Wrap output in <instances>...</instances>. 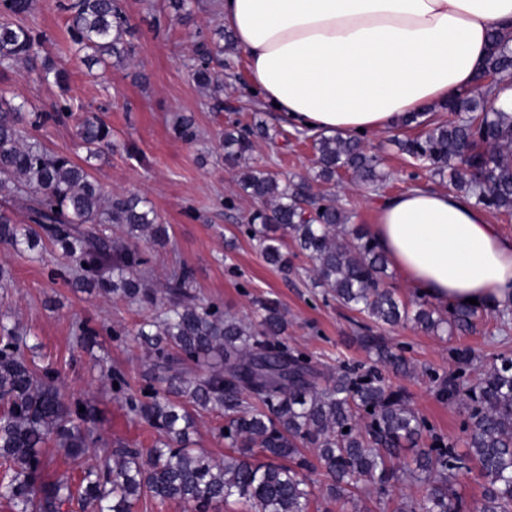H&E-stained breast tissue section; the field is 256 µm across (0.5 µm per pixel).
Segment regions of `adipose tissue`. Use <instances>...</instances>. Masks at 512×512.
<instances>
[{"label":"adipose tissue","instance_id":"1","mask_svg":"<svg viewBox=\"0 0 512 512\" xmlns=\"http://www.w3.org/2000/svg\"><path fill=\"white\" fill-rule=\"evenodd\" d=\"M251 86L317 133H380L472 87L512 0H221ZM370 233L403 281L435 304L512 302V239L457 193L384 200Z\"/></svg>","mask_w":512,"mask_h":512}]
</instances>
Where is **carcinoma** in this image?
<instances>
[{"label":"carcinoma","instance_id":"1","mask_svg":"<svg viewBox=\"0 0 512 512\" xmlns=\"http://www.w3.org/2000/svg\"><path fill=\"white\" fill-rule=\"evenodd\" d=\"M36 0H0V73L32 61L47 35L25 22ZM67 33L81 63L103 69L132 56L134 47L120 0H68ZM235 54L232 34L220 27L203 32L194 52L192 78L210 92L216 111H224V61L215 52ZM497 78L485 83V76ZM41 79L61 83L66 74L46 58ZM512 90V37L495 33L475 85L442 105L448 118L414 113L405 119L423 131L393 139L430 172L448 176L455 190L488 210L512 213V103L486 108L489 96ZM71 106L59 102L48 112L29 100L0 90V195L22 196L27 223L0 210V244L34 250L48 243L60 250L53 271L75 288L118 296L152 310L135 336L146 348L150 366L133 389L124 375L105 373L118 383L132 418L156 433L150 448L104 438L95 406L64 393L57 372L38 368L24 352L27 334L0 321V499L11 512H62L78 501L87 512H134L141 499L176 500L189 512H213L231 500L248 512H308L315 487L308 475L322 472L323 498L337 512H370L359 506L392 500L398 481L408 480L421 495L398 504L396 512H512V356L488 363L468 347L453 348L455 367L436 382V397L465 414L464 448L435 431L410 404L391 376H411L415 368L400 350L373 334L372 326L412 319L433 335L473 330L477 309L448 305L447 313L426 301L409 309L385 283L388 264L370 233L349 227V216L327 194L312 186H332L341 173L365 186L386 180L381 158L357 134L315 135V175L293 181L249 163L254 144L271 138L266 122L255 118L224 129V162L238 173L237 184L257 201L245 225L263 260L288 274L293 263L283 239L311 263L312 283L341 306L370 320L360 342L371 362L343 361L329 384L314 371L308 381L285 384L284 361L314 364L313 356L288 346V320L279 304L256 303L255 319L224 314L220 306L197 300L193 271L172 269L163 293L147 286L153 258L139 242L165 245L167 225L150 202L134 193L109 197L86 169L65 154L28 140V130L60 123ZM174 136L192 143L199 131L181 115ZM78 136L87 155L115 147L103 114L89 112ZM123 236H112V227ZM204 364L208 373L192 375L185 366ZM483 365L471 376L475 364ZM85 411H79V406ZM224 414L220 433L228 444L217 463L193 448L196 413ZM53 446L81 470L78 483L49 481ZM104 446L94 459L89 450ZM485 482L481 499L470 507L458 486Z\"/></svg>","mask_w":512,"mask_h":512}]
</instances>
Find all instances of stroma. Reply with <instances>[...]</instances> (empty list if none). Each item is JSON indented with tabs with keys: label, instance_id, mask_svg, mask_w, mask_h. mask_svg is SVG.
Returning a JSON list of instances; mask_svg holds the SVG:
<instances>
[{
	"label": "stroma",
	"instance_id": "obj_1",
	"mask_svg": "<svg viewBox=\"0 0 512 512\" xmlns=\"http://www.w3.org/2000/svg\"><path fill=\"white\" fill-rule=\"evenodd\" d=\"M165 0H122L132 26L134 54L128 62L94 77L76 67L66 33V16L56 0H38L29 22L48 33L42 52L70 74L66 87L42 82L38 62H21L5 75L0 87L44 107L69 99L73 118L63 125L49 124L31 130V139L44 147L87 160L79 145L77 125L84 113L106 107L116 149L90 161L92 175L105 194L135 192L145 196L169 227L166 246L153 247L155 281L163 283L170 267L181 263L194 272V293L203 301L220 305L224 312L251 317L255 303L264 298L278 301L288 318V343L312 353L324 380L336 374L339 361L364 362L368 354L359 343L362 320L356 313L313 287L310 264L295 258V270L283 274L266 264L254 241L238 227L246 223L255 203L240 194L237 171L224 163L218 137L228 112H218L208 93L191 79L189 64L197 32L222 24L219 0H196L192 14L176 18L163 13ZM164 15L165 28H157L156 15ZM224 73V97L237 107L245 123L261 117L270 128L271 140L259 142L253 164L267 167L280 177L309 178L314 174L310 134L289 126L287 120L261 102L250 90L245 54L230 60ZM145 73V82L135 81ZM193 116L201 131L199 141L176 139L171 126L176 116ZM382 132L365 143L383 157L388 179L383 187L370 189L342 178L335 188L336 204L347 212L351 224L371 228L378 206L386 198L405 191L411 183L434 189L448 184L417 168ZM233 207H225V199ZM61 262L51 245L30 251L26 247L0 245V267L10 270L12 281L0 288V313L10 316L27 332L34 345L35 362L60 374L64 391L71 397L92 401L99 410L100 427L112 440H126L151 447L156 435L144 422L132 419L121 398L112 393L101 375L102 367L122 371L127 379L138 378L149 360L131 332L147 312L112 297H92L74 288L53 271ZM95 328L99 336L92 352L75 341L79 324ZM388 343L402 347L416 369L412 377L397 378L412 406L436 431L463 439V413L437 399L435 385L423 376L425 368L447 373L452 363L450 347H470L485 358L512 354V310L483 312L476 332L436 336L414 323L383 327L378 331Z\"/></svg>",
	"mask_w": 512,
	"mask_h": 512
}]
</instances>
